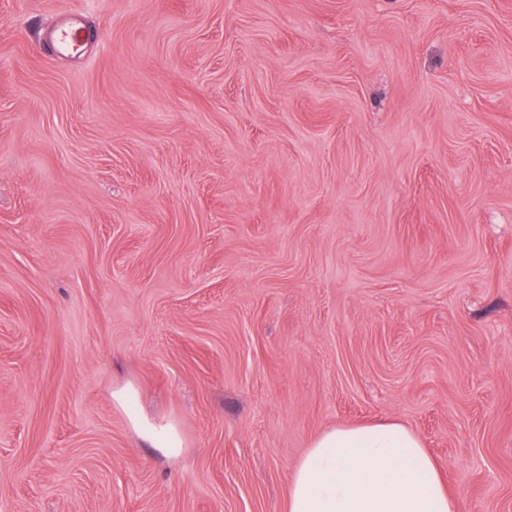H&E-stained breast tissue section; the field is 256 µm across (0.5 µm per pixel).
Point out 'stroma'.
<instances>
[{
    "label": "stroma",
    "mask_w": 512,
    "mask_h": 512,
    "mask_svg": "<svg viewBox=\"0 0 512 512\" xmlns=\"http://www.w3.org/2000/svg\"><path fill=\"white\" fill-rule=\"evenodd\" d=\"M387 419L512 512V0H0V512H286ZM112 400L127 413L130 424L139 437L154 444L167 457H176L181 453L182 441L174 426L158 427L132 410L131 406L136 400V393L132 387L127 385L113 390Z\"/></svg>",
    "instance_id": "stroma-1"
}]
</instances>
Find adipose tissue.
<instances>
[{
  "mask_svg": "<svg viewBox=\"0 0 512 512\" xmlns=\"http://www.w3.org/2000/svg\"><path fill=\"white\" fill-rule=\"evenodd\" d=\"M135 399L129 386L112 392L139 437L178 456L177 429L147 421L133 410ZM287 512H462V503L417 436L401 422L380 421L319 435L291 474Z\"/></svg>",
  "mask_w": 512,
  "mask_h": 512,
  "instance_id": "adipose-tissue-1",
  "label": "adipose tissue"
}]
</instances>
